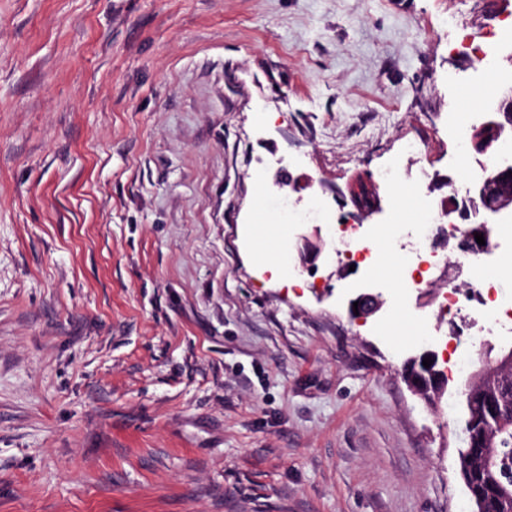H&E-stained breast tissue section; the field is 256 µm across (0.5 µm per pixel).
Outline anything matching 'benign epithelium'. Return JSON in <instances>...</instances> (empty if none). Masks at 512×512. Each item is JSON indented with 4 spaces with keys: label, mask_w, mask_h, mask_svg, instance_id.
Listing matches in <instances>:
<instances>
[{
    "label": "benign epithelium",
    "mask_w": 512,
    "mask_h": 512,
    "mask_svg": "<svg viewBox=\"0 0 512 512\" xmlns=\"http://www.w3.org/2000/svg\"><path fill=\"white\" fill-rule=\"evenodd\" d=\"M471 144L474 150L481 153L494 148V161L490 173L471 184L470 198L481 203L475 209L472 223L465 236L470 244H475V234L489 237V226L499 222L500 217L512 207V158L500 152V146L512 139V85L504 86L498 96L484 107L480 120L470 126ZM358 308H353V303ZM383 305L380 296L363 288L348 301L350 314H358L366 318L377 313ZM429 358V367L423 366V359ZM512 373V347L505 351L496 362L485 365L473 372L463 386L455 393L468 400L480 399L490 406L491 419L480 422L476 431L480 440V452L470 455L469 468L479 471L482 475L504 488L512 484V474L506 469L497 468L503 458L502 450L497 448L498 436L501 432L512 429V417L501 412L500 399L512 388L509 374ZM407 388L415 396L420 397L431 407L448 392V376L437 369V353L424 348L410 357L401 372Z\"/></svg>",
    "instance_id": "obj_1"
}]
</instances>
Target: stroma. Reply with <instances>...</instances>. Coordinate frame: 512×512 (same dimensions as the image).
<instances>
[{
  "label": "stroma",
  "mask_w": 512,
  "mask_h": 512,
  "mask_svg": "<svg viewBox=\"0 0 512 512\" xmlns=\"http://www.w3.org/2000/svg\"><path fill=\"white\" fill-rule=\"evenodd\" d=\"M512 0H0V512H472L457 397L401 378L467 281L446 245L413 338L351 318L347 263L302 271L269 212L399 167L401 221L444 199L466 42ZM455 83H448V74ZM434 178L409 182L422 163ZM301 286L259 270L276 238Z\"/></svg>",
  "instance_id": "1"
}]
</instances>
